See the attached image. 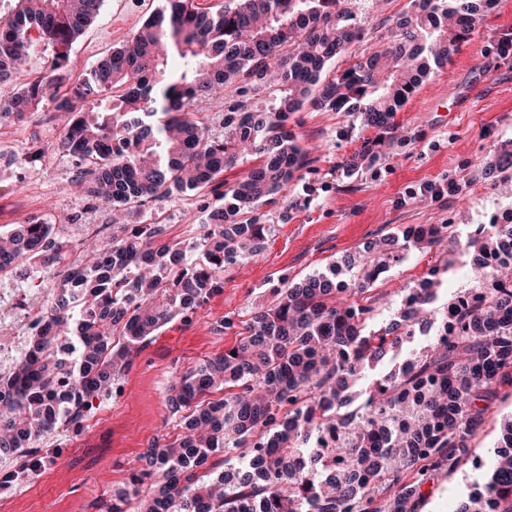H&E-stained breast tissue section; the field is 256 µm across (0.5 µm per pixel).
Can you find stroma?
Masks as SVG:
<instances>
[{
    "instance_id": "35a3bbf8",
    "label": "stroma",
    "mask_w": 512,
    "mask_h": 512,
    "mask_svg": "<svg viewBox=\"0 0 512 512\" xmlns=\"http://www.w3.org/2000/svg\"><path fill=\"white\" fill-rule=\"evenodd\" d=\"M157 0H103L98 16L73 44L79 70L93 66L132 36ZM409 0H355L364 30L349 56L373 52L375 28L405 12ZM512 35V0H495L481 26L453 53L448 65L430 75L397 112V129L385 138L378 160L348 170L344 162L363 137L353 115L308 108L295 113L297 133L315 158L316 170L296 177L280 203L260 207L267 228L256 256L225 266L223 288L195 311L179 315L151 336L132 366L109 394L93 397L80 431H56L41 442L40 464L22 481L0 487V512H106L113 491L141 467L140 454L151 443L181 432L167 398L175 380L213 354L233 346L258 308L272 305L278 289L325 270L343 255L357 252L382 235L407 226L454 224L467 230L495 224L512 211V180L487 178L497 149H512V54L499 42ZM58 130L47 111L24 120L0 122V231L41 219L71 245L88 237L90 225L112 233V210L72 191L87 174L74 157L47 152L31 163L33 139L54 140ZM455 184L452 193L423 196L420 185ZM217 193L177 196L135 211L133 222L164 213L170 239L191 246L201 231L203 207ZM442 248L409 253L375 283L372 293L383 311L393 310L405 285L416 282L442 258ZM22 280L0 278V323L8 329L0 348L23 358L32 326L26 319ZM512 416V386H499L491 410L473 437L476 454L498 445L503 422ZM485 464L462 459L455 469L431 476L415 512H458L481 491Z\"/></svg>"
}]
</instances>
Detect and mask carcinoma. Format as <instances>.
Returning <instances> with one entry per match:
<instances>
[{
  "instance_id": "1",
  "label": "carcinoma",
  "mask_w": 512,
  "mask_h": 512,
  "mask_svg": "<svg viewBox=\"0 0 512 512\" xmlns=\"http://www.w3.org/2000/svg\"><path fill=\"white\" fill-rule=\"evenodd\" d=\"M102 2L0 0V82L39 43L53 50L47 74L1 104L0 119L53 113L61 130L49 148L86 166L87 194L117 211L201 191L249 153L261 161L208 211L193 243L199 262L166 239L161 221L115 220L109 240L89 242L57 273L27 354L0 378V456L15 457L20 472L37 463L45 435L82 425L89 399L110 392L157 329L221 288L224 266L263 250L258 208L313 163L291 116L310 104L390 132L492 0H410L384 47L341 71L331 63L361 38L352 0H224L214 12L158 0L128 41L74 81L72 45ZM217 99L222 137L204 121V104ZM382 143L365 139L345 165ZM509 233L406 227L284 289L234 346L175 381L168 401L190 409L184 434L147 448L108 512H129L134 500V512H414L428 478L471 454L496 386L512 385V255H501ZM445 241L448 258L373 324L374 282L410 251ZM69 252L52 225L21 224L0 233V276L52 267ZM458 254L471 256L469 288L445 299ZM448 321L449 335L439 331ZM406 336L425 340L350 410L356 382ZM241 448L246 465L226 462L202 480L212 456ZM489 455L483 490L459 512H512V419Z\"/></svg>"
}]
</instances>
